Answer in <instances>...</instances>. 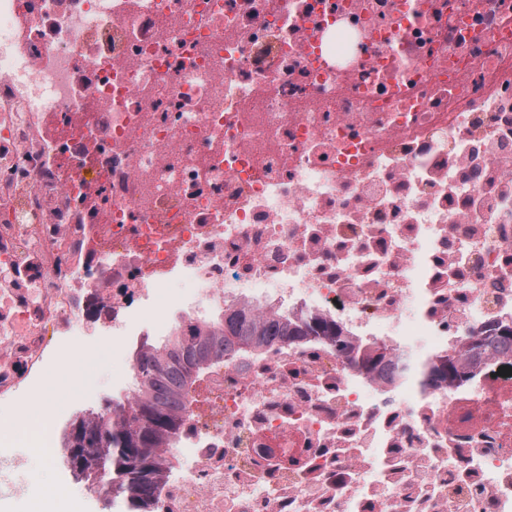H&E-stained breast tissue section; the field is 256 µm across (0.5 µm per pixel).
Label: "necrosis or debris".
Wrapping results in <instances>:
<instances>
[{
  "instance_id": "1",
  "label": "necrosis or debris",
  "mask_w": 512,
  "mask_h": 512,
  "mask_svg": "<svg viewBox=\"0 0 512 512\" xmlns=\"http://www.w3.org/2000/svg\"><path fill=\"white\" fill-rule=\"evenodd\" d=\"M180 305L341 341L210 365L168 512H512V346L433 370L512 321V0H0V398Z\"/></svg>"
}]
</instances>
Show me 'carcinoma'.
I'll list each match as a JSON object with an SVG mask.
<instances>
[{"label": "carcinoma", "instance_id": "cac0c4a2", "mask_svg": "<svg viewBox=\"0 0 512 512\" xmlns=\"http://www.w3.org/2000/svg\"><path fill=\"white\" fill-rule=\"evenodd\" d=\"M336 325L314 315L256 318L244 310L203 321H181L158 343L143 342L134 357L135 390L112 408L74 420L76 441L65 435L97 489L120 501L125 512H162L159 495L172 446L188 416L187 399L203 367L235 345L263 347L307 336L336 340ZM471 360L446 359L448 380L470 377Z\"/></svg>", "mask_w": 512, "mask_h": 512}]
</instances>
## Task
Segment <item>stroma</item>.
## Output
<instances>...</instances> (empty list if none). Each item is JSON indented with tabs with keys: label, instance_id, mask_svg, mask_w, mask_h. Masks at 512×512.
Wrapping results in <instances>:
<instances>
[{
	"label": "stroma",
	"instance_id": "obj_1",
	"mask_svg": "<svg viewBox=\"0 0 512 512\" xmlns=\"http://www.w3.org/2000/svg\"><path fill=\"white\" fill-rule=\"evenodd\" d=\"M84 341L112 350L113 355L93 362L92 372L85 378L86 390L61 397L49 422L32 427L30 421L18 420L12 402L0 400V457L22 461L27 474L32 477L27 495L13 498L9 512H31L33 503L47 498L55 499L60 512H121L120 506L107 502L102 494L75 475L56 449L61 446L77 413L101 410L111 401L131 397L134 379L123 375L122 370L124 366L132 365L138 339L124 337L122 348L117 352L112 349L111 337L88 335ZM31 432L45 441V448L31 451L27 439Z\"/></svg>",
	"mask_w": 512,
	"mask_h": 512
}]
</instances>
